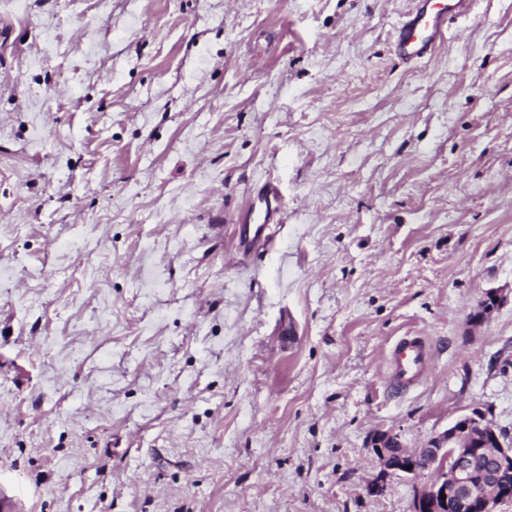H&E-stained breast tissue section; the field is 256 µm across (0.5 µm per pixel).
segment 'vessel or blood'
<instances>
[{
  "mask_svg": "<svg viewBox=\"0 0 512 512\" xmlns=\"http://www.w3.org/2000/svg\"><path fill=\"white\" fill-rule=\"evenodd\" d=\"M472 0H414L413 9L405 15L395 30L394 48L397 56L408 63H418L430 57L448 37L450 20L466 16ZM275 187L259 193L258 205L248 209L240 228L242 244H249L250 227L258 225L268 231L273 222ZM430 371V358L421 337L405 336L393 346L387 386L391 391L404 392L421 383Z\"/></svg>",
  "mask_w": 512,
  "mask_h": 512,
  "instance_id": "b4317fda",
  "label": "vessel or blood"
}]
</instances>
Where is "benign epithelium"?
Instances as JSON below:
<instances>
[{
    "instance_id": "1",
    "label": "benign epithelium",
    "mask_w": 512,
    "mask_h": 512,
    "mask_svg": "<svg viewBox=\"0 0 512 512\" xmlns=\"http://www.w3.org/2000/svg\"><path fill=\"white\" fill-rule=\"evenodd\" d=\"M496 303L497 293L486 292L471 321H481ZM374 453L379 470L366 484L372 496L383 494L395 475L433 472L416 495L414 512H494L499 502L512 499V486L500 481L512 468V442L478 411L458 417L414 451L398 435L382 434Z\"/></svg>"
}]
</instances>
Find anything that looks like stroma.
<instances>
[{"label": "stroma", "mask_w": 512, "mask_h": 512, "mask_svg": "<svg viewBox=\"0 0 512 512\" xmlns=\"http://www.w3.org/2000/svg\"><path fill=\"white\" fill-rule=\"evenodd\" d=\"M410 3L0 0L15 512H413L426 476L365 490L379 434L512 441V0L407 66ZM408 334L430 373L394 395ZM276 196V188L274 186L267 187L263 192L257 195L260 204L249 208L244 215L240 228V239L244 246L252 242L255 238L260 237L265 231H267V233L264 234L267 242H273L274 233L271 231V224H274L273 213L275 208L272 207V202L275 201ZM249 224H260L256 228L252 238H250Z\"/></svg>", "instance_id": "obj_1"}]
</instances>
